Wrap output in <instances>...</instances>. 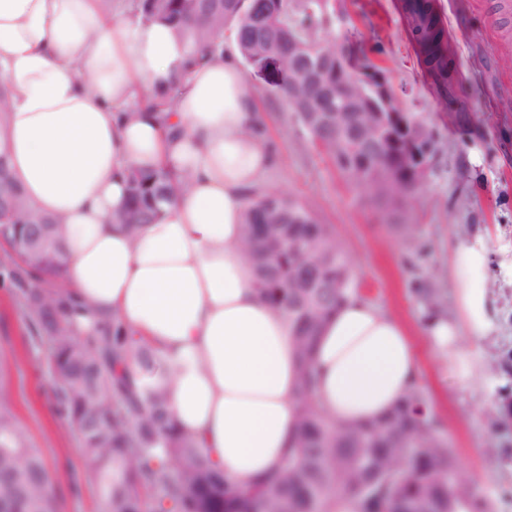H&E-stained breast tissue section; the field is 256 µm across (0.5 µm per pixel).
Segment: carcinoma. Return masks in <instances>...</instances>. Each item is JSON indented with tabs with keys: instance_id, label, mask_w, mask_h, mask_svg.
<instances>
[{
	"instance_id": "carcinoma-1",
	"label": "carcinoma",
	"mask_w": 512,
	"mask_h": 512,
	"mask_svg": "<svg viewBox=\"0 0 512 512\" xmlns=\"http://www.w3.org/2000/svg\"><path fill=\"white\" fill-rule=\"evenodd\" d=\"M145 20L159 19L192 33L200 53L223 48L230 32L240 57L254 67L280 61L278 88L311 141L338 169L385 207H401L427 176L413 181L403 148L380 155L371 144L347 137L349 122L369 112H394L418 124L433 153L434 133L416 115L402 111L385 69L356 57L343 39L332 48L324 27L345 22L343 0H136ZM412 41L423 56L438 97L456 89L448 66V37L434 0L402 4ZM310 63L313 80L295 64ZM366 80L351 83L356 67ZM128 199L111 220L136 235L174 199L190 176L165 169H132ZM62 219L44 215L24 196L0 161V239L11 251L0 266L32 334L49 350L55 398L79 434L105 512H336L344 495L355 512H489L483 496L455 493L459 463L432 416L416 415L420 386L377 422L346 426L313 401L318 335L336 306L355 292L346 252L333 228L313 209L285 192L256 196L244 230L261 299L280 313L293 335L299 381L294 392L298 433L267 476L243 487L227 481L195 439L172 422V374L161 356L122 334L118 314L87 336L74 334L71 302L55 300L43 274L61 268ZM425 316L440 311L435 289L421 292ZM17 498L23 512H56L52 477L42 452L30 445L16 416L0 409V512Z\"/></svg>"
}]
</instances>
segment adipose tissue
<instances>
[{"label": "adipose tissue", "mask_w": 512, "mask_h": 512, "mask_svg": "<svg viewBox=\"0 0 512 512\" xmlns=\"http://www.w3.org/2000/svg\"><path fill=\"white\" fill-rule=\"evenodd\" d=\"M190 42L106 0H0V154L27 197L62 216L57 293L83 331L119 314L133 339L175 372L170 409L214 467L238 485L269 473L298 431V380L287 324L264 303L242 242L250 199L275 157L235 44L189 64ZM164 167L191 185L138 235L108 223L131 168ZM489 245L456 244L455 312L423 334L455 380L481 362L464 339L491 335ZM318 405L333 420L381 418L419 377L411 328L360 295L343 300L315 352Z\"/></svg>", "instance_id": "adipose-tissue-1"}]
</instances>
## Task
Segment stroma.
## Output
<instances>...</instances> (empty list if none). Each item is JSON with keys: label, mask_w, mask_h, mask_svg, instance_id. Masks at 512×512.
Instances as JSON below:
<instances>
[{"label": "stroma", "mask_w": 512, "mask_h": 512, "mask_svg": "<svg viewBox=\"0 0 512 512\" xmlns=\"http://www.w3.org/2000/svg\"><path fill=\"white\" fill-rule=\"evenodd\" d=\"M436 2L455 54L458 100L466 105L461 114L437 100L400 0H356L350 22L326 30L330 37L346 35L354 53L384 66L402 110L420 116L438 136L441 151L404 207V226L386 223L384 210L312 144L270 71L247 64L242 70L266 117L264 135L275 155L270 184L332 225L361 296L417 329L424 325L418 289H440L446 313H453L450 250L457 240L487 235L496 328L478 343L480 379L460 387L447 360L422 337L419 384L471 488L490 499L493 512H512V421L498 412L502 389L512 387V283L498 265L500 245L512 240V23L503 22L497 0ZM0 407L16 415L32 447L43 452L57 512H101L90 464L57 411L47 350L32 340L1 282Z\"/></svg>", "instance_id": "1"}]
</instances>
